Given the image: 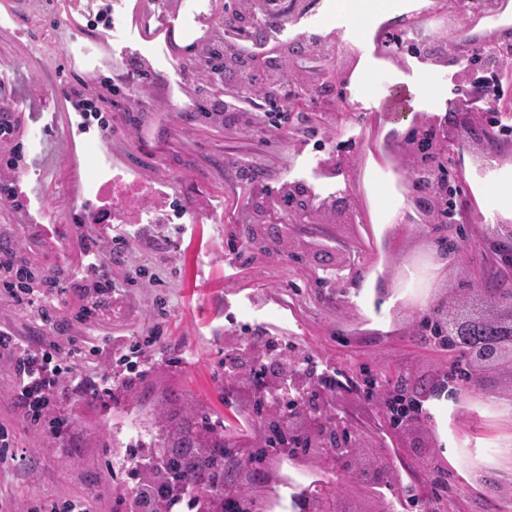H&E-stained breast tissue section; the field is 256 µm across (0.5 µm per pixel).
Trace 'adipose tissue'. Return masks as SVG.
Returning <instances> with one entry per match:
<instances>
[{"label":"adipose tissue","instance_id":"adipose-tissue-1","mask_svg":"<svg viewBox=\"0 0 512 512\" xmlns=\"http://www.w3.org/2000/svg\"><path fill=\"white\" fill-rule=\"evenodd\" d=\"M433 4L434 0H335L337 11L351 10L364 18L361 34L353 42L358 55L348 72L340 76L350 101L371 102L370 91L374 79L382 71L393 74L395 82H407L411 94L432 96L438 93L436 65L427 66L407 81L403 79L395 61L382 56L377 46L382 26L413 23L422 9ZM363 187L371 223L401 224L409 220L412 210L407 188L386 157L368 156Z\"/></svg>","mask_w":512,"mask_h":512}]
</instances>
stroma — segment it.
<instances>
[{
	"label": "stroma",
	"instance_id": "obj_1",
	"mask_svg": "<svg viewBox=\"0 0 512 512\" xmlns=\"http://www.w3.org/2000/svg\"><path fill=\"white\" fill-rule=\"evenodd\" d=\"M437 2L426 24L388 29L383 40L408 76L430 62L411 44L442 46L439 95L406 112H376L351 105L337 81L352 56L354 17L330 12L327 0H261L252 54L265 65L281 50L303 48L288 59L301 107L279 130L267 117L270 103L229 95L236 75L217 78L197 58L227 39L225 0H0V102L19 118L0 154L15 144L23 154L19 202L0 201V246L35 267L65 270L72 287L56 309L64 330L53 341L80 353L54 404L70 420L59 436L14 416L19 382L0 360V422L14 436L0 461V512H45L65 499L88 512H123L131 451L155 437L166 393L186 394L231 436L258 443L256 390L224 370L226 354L256 352L255 328L283 346L270 363L294 370L312 361L350 376L365 363L412 370L430 385L450 367L452 356L421 342L417 324L425 305L441 298L480 303L478 286L501 268L490 244L512 236V221L494 199L477 206L469 179L512 172V80L489 105L481 88L497 70L473 58L496 34L475 33L480 15L470 0ZM317 68L324 79L315 78ZM78 83L98 100L108 131L67 135L80 116L61 90ZM419 118L447 137L463 205L455 216L460 253L425 277L416 271L434 243L430 215L369 225L362 184L368 154L393 151L401 127ZM111 181L132 188L138 223L77 227L81 210L106 205L102 186ZM298 187L315 202L342 206L325 221L286 212L269 222L266 208ZM252 224L264 225L266 247L240 240ZM116 237L126 251L111 266L113 311L79 321L78 287L96 275ZM157 328L164 344L136 353L134 367L118 363ZM0 330L21 350L44 340L37 312L4 294ZM317 405L371 454L390 451V472L378 484H336L333 512H386L400 476L426 478L434 462L452 471L443 512H500L512 502L510 366L494 371L480 394L430 396L433 419L414 434H400L350 388L322 390ZM265 472L261 481L238 473L235 484L259 504L287 502V512H301L289 500L290 479L332 478L316 450L288 466L270 460Z\"/></svg>",
	"mask_w": 512,
	"mask_h": 512
}]
</instances>
